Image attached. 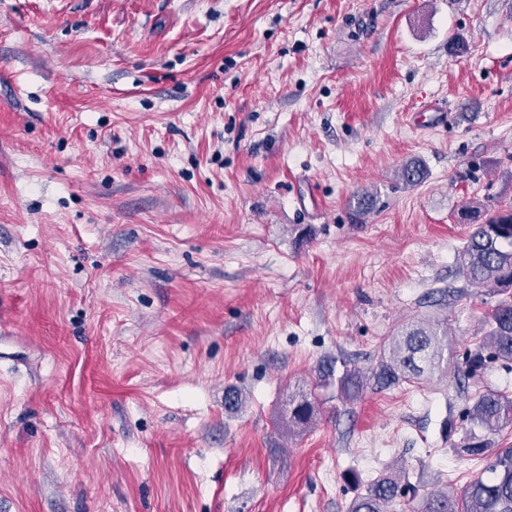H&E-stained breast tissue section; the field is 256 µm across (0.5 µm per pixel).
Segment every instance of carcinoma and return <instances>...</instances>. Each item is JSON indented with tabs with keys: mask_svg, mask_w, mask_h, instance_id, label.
Wrapping results in <instances>:
<instances>
[{
	"mask_svg": "<svg viewBox=\"0 0 512 512\" xmlns=\"http://www.w3.org/2000/svg\"><path fill=\"white\" fill-rule=\"evenodd\" d=\"M398 179L407 186L422 180L413 162L403 163ZM474 206L463 205L459 219L470 225L466 242L455 256L457 273L472 288H499L498 300L485 318L487 328L467 363L476 370L488 361L512 365V205L490 207L474 216ZM448 371V317L413 319L388 337L377 364L364 371L342 362L336 377L344 402L360 399L374 381L383 386L417 383ZM319 404L312 390L298 387L288 392L281 428L290 436L305 434L317 420ZM468 427L454 452L465 459L486 461L487 476H479L459 491H437L423 497L417 512H512V446L492 447V438L512 427V394L486 389L467 409ZM400 492L397 476L381 474L365 493L356 495L348 512H392Z\"/></svg>",
	"mask_w": 512,
	"mask_h": 512,
	"instance_id": "carcinoma-1",
	"label": "carcinoma"
}]
</instances>
